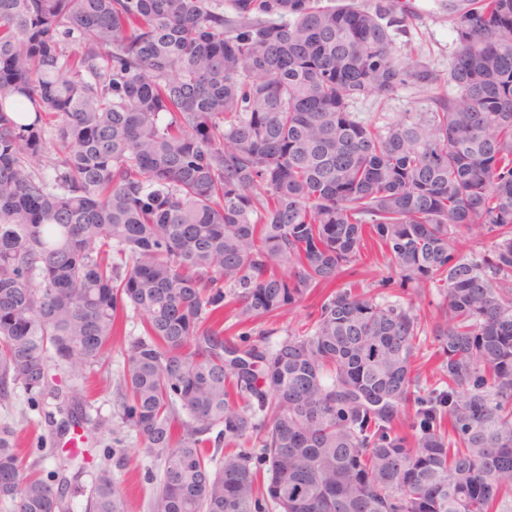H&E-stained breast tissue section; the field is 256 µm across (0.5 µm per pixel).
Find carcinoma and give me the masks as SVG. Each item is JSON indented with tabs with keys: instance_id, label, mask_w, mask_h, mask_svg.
Instances as JSON below:
<instances>
[{
	"instance_id": "cac0c4a2",
	"label": "carcinoma",
	"mask_w": 512,
	"mask_h": 512,
	"mask_svg": "<svg viewBox=\"0 0 512 512\" xmlns=\"http://www.w3.org/2000/svg\"><path fill=\"white\" fill-rule=\"evenodd\" d=\"M448 9L452 93L382 132L350 101L435 82L398 0H0V398L110 428L81 380L131 310L149 512H512V0ZM16 447L0 502L68 512L85 450L49 483ZM87 512H126L106 467ZM358 272L357 279L362 280L363 287L379 279L382 274H386L381 257L375 250H370L367 256L364 257L363 264ZM318 300V297L311 295L305 302L296 305L290 311H286L284 314L271 318L269 322H274V326L278 327L280 330L278 335L272 338L279 339L285 336L287 330L292 331L303 328L311 315L315 313Z\"/></svg>"
}]
</instances>
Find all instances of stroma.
<instances>
[{
    "label": "stroma",
    "instance_id": "obj_1",
    "mask_svg": "<svg viewBox=\"0 0 512 512\" xmlns=\"http://www.w3.org/2000/svg\"><path fill=\"white\" fill-rule=\"evenodd\" d=\"M408 15V33L396 36L393 48L398 56L415 54L431 69L436 81L425 90L412 84L400 86L386 97L361 96L349 105L351 112L363 121L387 128L404 113L424 111L429 95L449 92L448 71L453 64L457 44L445 7L446 0H399ZM142 320L128 313L120 324L121 337L112 344L108 354L107 372L89 377L90 416L115 421L118 408L113 391L124 366V340L139 336ZM46 401L16 389L9 399H0V424L14 426L19 434L17 452L25 463H37L41 474L55 468L54 457L62 448L54 426L44 418ZM123 447L131 458L129 466L116 471L115 477L127 504V512H148V502L159 480L162 464L145 453L135 432L117 425L114 433L98 437L92 443L91 462L79 476L80 485H90L101 467L111 465L116 447Z\"/></svg>",
    "mask_w": 512,
    "mask_h": 512
}]
</instances>
